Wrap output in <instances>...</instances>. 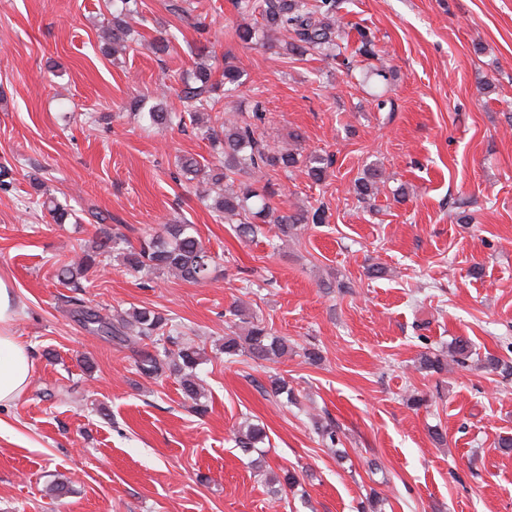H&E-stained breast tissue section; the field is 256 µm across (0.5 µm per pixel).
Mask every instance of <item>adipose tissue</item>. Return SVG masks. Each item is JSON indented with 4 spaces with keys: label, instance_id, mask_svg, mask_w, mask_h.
<instances>
[{
    "label": "adipose tissue",
    "instance_id": "adipose-tissue-1",
    "mask_svg": "<svg viewBox=\"0 0 512 512\" xmlns=\"http://www.w3.org/2000/svg\"><path fill=\"white\" fill-rule=\"evenodd\" d=\"M14 316L13 292L0 279V403L17 398L33 376V360L27 347L10 331Z\"/></svg>",
    "mask_w": 512,
    "mask_h": 512
}]
</instances>
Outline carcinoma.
Masks as SVG:
<instances>
[{
	"instance_id": "1",
	"label": "carcinoma",
	"mask_w": 512,
	"mask_h": 512,
	"mask_svg": "<svg viewBox=\"0 0 512 512\" xmlns=\"http://www.w3.org/2000/svg\"><path fill=\"white\" fill-rule=\"evenodd\" d=\"M240 13L259 14L261 20L238 25L235 38L245 46L264 45L269 35L276 33L283 46L295 56L317 54L345 67L349 72L358 66V59H379L375 36L365 28L358 29V41L350 46L348 35L337 18L339 0H235ZM168 10L181 19L191 20V26L203 33L207 29L206 15L194 14L187 0H171ZM139 15L137 0H112V19L104 28L103 50L117 52L126 47L133 33L130 22ZM197 61L190 77L181 79L180 97L190 105L184 112H170L161 105L142 113L151 125L184 127L199 125L201 111L214 108L219 98L213 95L218 83L212 79V70L206 63L211 51L205 44L196 48ZM265 121V112L258 109L240 121L206 126L205 134L212 151L220 157L217 164H203L194 157L180 158L179 169L188 183L195 181L209 186L205 198L209 208L224 220L236 225L237 237L249 240L259 230V224H272L281 236H297L308 224H322L326 220L324 205L311 210L291 212L282 209L276 198L281 196L273 174L286 171L298 163L297 154L275 150L262 137L259 124ZM332 159L312 153L306 157L309 178L319 183L324 180ZM381 172L367 169L365 176L355 181L358 201L367 203L380 189ZM42 199L41 207L48 211L56 224H66L73 214L44 186H36ZM98 224L95 236L81 247L76 259L59 266L57 276L76 284L91 269L99 266L103 258L117 253L124 267L136 273H168L183 281L201 283L211 274L213 257L189 224H165L160 232L151 234L134 247L118 233L103 227L106 216L92 214ZM74 314L77 320L98 336L112 338V342L127 347L147 339L151 348L136 350V370L147 377L158 378L171 372L178 378L183 394L192 400L200 394L196 368L201 359V349L195 344L174 335L169 318L147 307L134 308L113 317L78 305ZM243 334L235 331L224 335L220 350L225 358L240 356L277 362L288 356V337L277 336L264 319L251 315L246 319ZM453 361L464 364L472 355L469 339L459 337L450 344ZM420 369L427 373L441 374L447 370L444 358L425 351L418 358ZM315 432L330 446L336 445V424L330 418L316 422ZM267 438L265 426L247 422L238 433V446L246 453L257 450V445Z\"/></svg>"
}]
</instances>
